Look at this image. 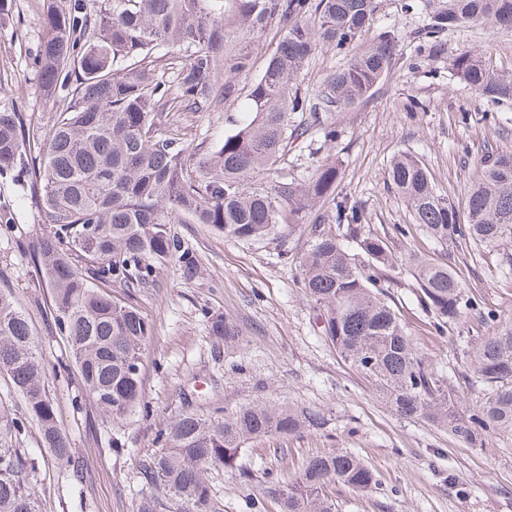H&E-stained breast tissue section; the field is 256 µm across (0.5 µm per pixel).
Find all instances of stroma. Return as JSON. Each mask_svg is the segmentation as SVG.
<instances>
[{"mask_svg":"<svg viewBox=\"0 0 512 512\" xmlns=\"http://www.w3.org/2000/svg\"><path fill=\"white\" fill-rule=\"evenodd\" d=\"M405 0H379L372 32L386 25L398 34V55L390 74L367 101L335 116L334 144L318 137L289 145L280 158L306 180L319 162L339 158L337 199L361 203L372 233L392 240L395 252L429 254L435 243L419 231L396 239L394 228L411 224L404 200L388 181L391 159L418 156L434 183L456 202L485 156L512 152V102L491 104L451 70L459 53L481 50L494 69L512 71V33L466 26L444 35V49L421 51L416 33L428 17L407 12ZM45 35L43 0H0V90L31 120V135L52 126L63 100L45 101L35 64ZM237 105L220 112L183 115L173 130L183 146L213 148L223 141ZM0 198L14 202L17 227L0 230V290L11 294L30 320L48 365L64 361L69 348L54 324L50 288L32 258L35 231L44 222L40 205L20 199L11 181L0 179ZM173 230L191 244L197 272L185 277L178 262L157 273V286L139 297L152 324L142 349V407L121 426L101 414L85 394L76 370L49 378L59 424L67 433L76 468L45 450L38 430L27 425L20 445L39 458L28 481L40 512H134L141 496L135 461L156 449V435L184 410L208 413L212 404L232 410L249 403L312 407L324 412L320 430L269 436L250 442L243 456L255 475L273 470L291 476L309 457L347 451L375 472L377 485L366 492L339 487L338 512H512V439L486 450L470 447L424 419L398 416L370 384L316 333V312L298 284L307 232L296 227L286 240L272 236L244 241L205 224H177ZM512 257V238L492 250L456 242L448 263L465 288L487 307L512 313V282L500 273ZM416 281L407 266L390 272L384 289L418 347L434 363L453 362L450 337L467 333L466 324L438 335L420 309ZM221 316L242 330L238 341L219 344L211 320ZM122 450H115L113 439ZM224 497V512H248L258 484H241L234 471L213 470Z\"/></svg>","mask_w":512,"mask_h":512,"instance_id":"obj_1","label":"stroma"}]
</instances>
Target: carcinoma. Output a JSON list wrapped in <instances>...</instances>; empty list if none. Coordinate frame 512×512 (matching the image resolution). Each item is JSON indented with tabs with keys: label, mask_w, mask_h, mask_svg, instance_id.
I'll list each match as a JSON object with an SVG mask.
<instances>
[{
	"label": "carcinoma",
	"mask_w": 512,
	"mask_h": 512,
	"mask_svg": "<svg viewBox=\"0 0 512 512\" xmlns=\"http://www.w3.org/2000/svg\"><path fill=\"white\" fill-rule=\"evenodd\" d=\"M377 9L378 0H103L98 7L44 0L46 35L36 58L41 89L47 101L66 96L68 104L33 142L25 113L0 101V178L13 182L17 196L42 203L47 229L36 237L34 259L52 289L55 322L86 395L113 422L142 400L141 350L152 326L134 301L171 261L187 276L197 270L193 249L171 234L173 218L255 241L334 197L336 161L315 166L302 183L275 164L288 143L313 133L335 143V114L368 100L392 69L394 27L355 49ZM272 24L282 25V39L224 142L210 151L182 147L169 114L222 111L237 100V78L251 70L250 36ZM465 24L512 31V0H443L418 38L438 52L444 33ZM161 47L182 59L171 81L157 70ZM325 48L346 53V63L313 92L301 91L299 74ZM452 69L487 101L512 100V75L491 70L479 51L458 54ZM388 176L414 224L441 247L462 240L486 249L512 235V153L481 162L463 209L411 153L396 156ZM362 220L360 207L339 201L308 228L299 283L317 312L319 336L399 416L428 419L479 449L511 436L512 317L482 305L445 257L409 255L417 301L435 330L444 333L463 319L476 324V335L453 342V367L434 365L385 298L382 282L396 264L390 242ZM106 288L119 289L125 302L112 300ZM212 331L226 343L241 334L221 319ZM0 373L25 405L20 416L0 409V512H39L27 481L35 457L16 447L18 436L35 425L63 464L71 463L72 448L57 424L38 339L2 291ZM476 386L480 399L459 409L463 389ZM325 424L312 407L261 402L227 412L216 404L205 416L185 410L160 431V448L138 459L139 483L150 494L136 512H224L213 468L235 469L251 482L252 472L240 464L249 441ZM374 484L361 458L333 452L307 459L287 479L266 473L261 498L250 505L255 512L268 502L276 512H336L331 489L366 491Z\"/></svg>",
	"instance_id": "obj_1"
}]
</instances>
